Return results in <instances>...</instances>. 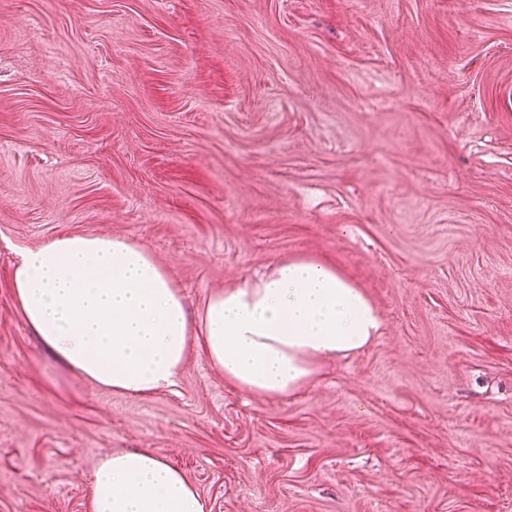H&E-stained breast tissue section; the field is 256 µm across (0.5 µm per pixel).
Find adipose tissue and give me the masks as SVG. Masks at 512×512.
<instances>
[{"instance_id":"obj_1","label":"adipose tissue","mask_w":512,"mask_h":512,"mask_svg":"<svg viewBox=\"0 0 512 512\" xmlns=\"http://www.w3.org/2000/svg\"><path fill=\"white\" fill-rule=\"evenodd\" d=\"M13 291L41 345L97 387L148 398L175 388L198 334L225 379L265 396L303 387L320 360L368 346L382 318L334 265L303 256L208 297L197 318L168 269L122 237L62 235L21 253ZM88 512H208L176 467L143 449L104 455Z\"/></svg>"}]
</instances>
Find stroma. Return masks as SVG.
Wrapping results in <instances>:
<instances>
[{"instance_id":"stroma-1","label":"stroma","mask_w":512,"mask_h":512,"mask_svg":"<svg viewBox=\"0 0 512 512\" xmlns=\"http://www.w3.org/2000/svg\"><path fill=\"white\" fill-rule=\"evenodd\" d=\"M124 237L191 314L330 260L382 317L286 397L191 341L174 390L41 347L21 253ZM152 450L210 512H512V0H0V512Z\"/></svg>"}]
</instances>
